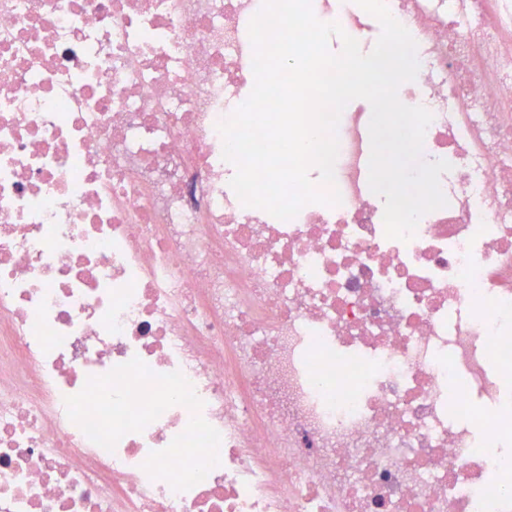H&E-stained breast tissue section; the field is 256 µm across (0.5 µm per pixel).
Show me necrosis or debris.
I'll return each instance as SVG.
<instances>
[{"instance_id": "necrosis-or-debris-1", "label": "necrosis or debris", "mask_w": 512, "mask_h": 512, "mask_svg": "<svg viewBox=\"0 0 512 512\" xmlns=\"http://www.w3.org/2000/svg\"><path fill=\"white\" fill-rule=\"evenodd\" d=\"M446 206L387 238L342 113L334 207L243 206L217 130L261 0H0V512H512V0H385ZM365 42L373 18L311 0ZM221 435L185 491L66 411L132 358Z\"/></svg>"}]
</instances>
